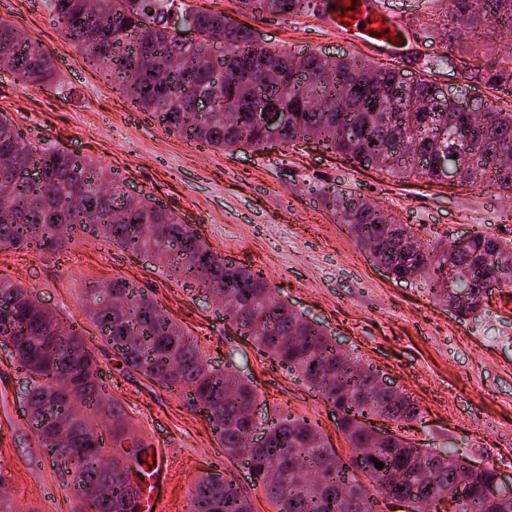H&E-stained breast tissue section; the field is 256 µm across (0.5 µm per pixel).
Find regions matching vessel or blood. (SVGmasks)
<instances>
[{"mask_svg":"<svg viewBox=\"0 0 512 512\" xmlns=\"http://www.w3.org/2000/svg\"><path fill=\"white\" fill-rule=\"evenodd\" d=\"M320 9L326 24L350 40L372 47L379 54L387 56L400 50L401 43L410 42V23L393 19L384 14L378 0H321ZM358 14L356 23L339 21L338 13L343 10ZM377 20V27H370V20ZM145 470L143 481L137 482L135 489L142 504V512H162L163 487L167 482L166 458L161 451H154Z\"/></svg>","mask_w":512,"mask_h":512,"instance_id":"1","label":"vessel or blood"}]
</instances>
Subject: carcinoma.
Wrapping results in <instances>:
<instances>
[{
	"label": "carcinoma",
	"instance_id": "1",
	"mask_svg": "<svg viewBox=\"0 0 512 512\" xmlns=\"http://www.w3.org/2000/svg\"><path fill=\"white\" fill-rule=\"evenodd\" d=\"M62 35L84 51V60L105 75L131 103L148 111L168 132L230 153L243 146L265 147L257 111L268 101L291 113L284 142L315 140L325 149L388 174H416L442 181L448 174L436 159L463 169L465 184L485 183L512 196V111L489 110L481 130L457 112L451 100L438 101L432 81L419 78L412 93L395 85V70L369 61L319 58L270 47L260 48L265 63L288 81L262 87L252 83L245 59L254 50L252 31L229 22L222 11L187 12L191 24L214 34L212 44L187 40L167 31V17L177 0H50ZM261 14L291 15L316 11L318 0H245ZM151 8L152 26L142 24ZM446 16L467 29L482 22L512 29V0H448ZM230 58L228 76L214 78V61ZM0 70L22 82L46 83L53 77L50 55L38 41L0 21ZM486 83L512 87V66L482 72ZM201 97L212 103L199 112ZM402 138H416L420 157L390 149ZM123 181L108 166L61 148L43 147L23 137L8 117L0 116V250L30 248L54 252L66 236L61 230H90L132 253L147 252L187 282L216 291L224 320L252 343L258 354L278 362L317 390L340 415L336 422L353 457L345 459L321 431L306 420L287 416L264 428L260 448L247 442L252 429L246 412L257 396L249 382L205 366L198 341L161 311L151 296L112 280V293L124 296L118 308L97 302L96 282L86 288L82 312L115 353L123 370H133L167 389H184L190 406H208V420L224 453L252 460L250 476L262 488L273 512H375L390 496L415 504L414 512H439V496L458 477L457 454L441 455L405 442H378L379 416L398 424L415 421L420 411L405 393L378 389L373 370L355 363L332 337L303 314L285 306L261 273L224 259L190 225L151 197L116 212ZM339 224L347 225L361 249L380 258L395 277L419 276L434 286L433 297L451 307L440 288L448 265V244L423 248V259L408 254L403 237L411 228L377 206L336 188L320 191ZM512 252L509 240L482 232L472 236L454 263L467 274L462 287L471 294L466 318L478 313L485 297L476 281ZM0 336L16 344L15 361L29 376L22 399L32 409L28 423L42 424L64 415L69 403L81 408L68 419L63 443L44 432L38 442L69 476L66 484L82 488L91 512H136L135 489L128 472L147 457L149 445L132 433L119 401L105 394L83 335L41 308L22 284L0 276ZM112 421V458L106 455L97 420ZM393 469L385 479L373 460ZM373 481L369 486L357 474ZM495 475L485 468L455 512H505L484 500L481 484ZM189 512H255L253 499L232 477L201 476L192 485Z\"/></svg>",
	"mask_w": 512,
	"mask_h": 512
}]
</instances>
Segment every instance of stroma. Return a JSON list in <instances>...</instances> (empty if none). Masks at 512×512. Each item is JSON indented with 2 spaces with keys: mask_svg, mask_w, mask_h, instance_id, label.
I'll return each instance as SVG.
<instances>
[{
  "mask_svg": "<svg viewBox=\"0 0 512 512\" xmlns=\"http://www.w3.org/2000/svg\"><path fill=\"white\" fill-rule=\"evenodd\" d=\"M187 9L224 12L264 45L291 53L317 52L373 59L366 46L340 37L322 13L257 15L240 0H183ZM0 19L39 41L57 76L49 84H21L0 71V114L47 146L105 162L134 195L151 196L190 224L224 258L265 273L280 299L319 323L336 344L419 406L417 421L372 423L438 452L452 449L473 463L512 478V288L492 289L481 315L456 318L435 304L427 281L395 280L356 246L345 225L327 211L316 190L333 186L377 203L412 227L424 242L480 231L512 239V202L483 184L392 177L347 161L315 142L240 148L226 154L191 147L133 107L58 30L47 0H0ZM512 35L458 31L448 41L419 30L415 48L387 67L465 90L484 104L512 107V88L476 80L500 67ZM0 276L23 282L48 309L82 326L102 386L117 398L131 427L154 448L169 451L164 512H188L193 481L236 475L259 512H268L260 487L241 461L225 458L208 420L185 393L125 372L98 330L80 311L91 281L122 278L156 299L185 332L199 340L215 369L250 380L260 421L285 416L317 422L339 454L348 448L336 413L296 373L260 356L227 325L208 289L190 288L150 256L103 240L75 237L57 253L0 251ZM27 376L0 349V489L23 512H83L79 497L24 416Z\"/></svg>",
  "mask_w": 512,
  "mask_h": 512,
  "instance_id": "stroma-1",
  "label": "stroma"
}]
</instances>
